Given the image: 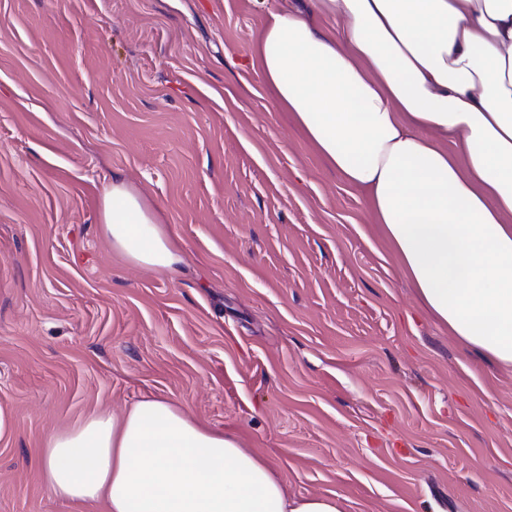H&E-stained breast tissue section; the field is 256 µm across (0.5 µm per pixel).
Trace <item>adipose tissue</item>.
<instances>
[{
  "label": "adipose tissue",
  "instance_id": "obj_1",
  "mask_svg": "<svg viewBox=\"0 0 512 512\" xmlns=\"http://www.w3.org/2000/svg\"><path fill=\"white\" fill-rule=\"evenodd\" d=\"M252 65L365 195L430 315L512 368V0H278ZM99 222L133 265L182 261L121 176ZM40 476L59 500L107 512H343L333 492L289 496L235 435L160 397L51 434Z\"/></svg>",
  "mask_w": 512,
  "mask_h": 512
}]
</instances>
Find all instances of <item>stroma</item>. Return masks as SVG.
Instances as JSON below:
<instances>
[{
	"mask_svg": "<svg viewBox=\"0 0 512 512\" xmlns=\"http://www.w3.org/2000/svg\"><path fill=\"white\" fill-rule=\"evenodd\" d=\"M259 0H0V512H104L42 483L45 439L172 399L295 496L512 512V369L418 302L363 196L250 64ZM123 173L180 269L129 265Z\"/></svg>",
	"mask_w": 512,
	"mask_h": 512,
	"instance_id": "1",
	"label": "stroma"
}]
</instances>
